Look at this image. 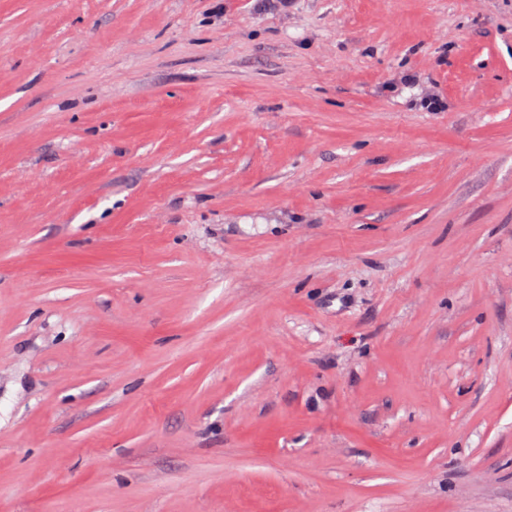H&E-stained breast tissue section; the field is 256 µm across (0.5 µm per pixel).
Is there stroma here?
<instances>
[{"label": "stroma", "mask_w": 512, "mask_h": 512, "mask_svg": "<svg viewBox=\"0 0 512 512\" xmlns=\"http://www.w3.org/2000/svg\"><path fill=\"white\" fill-rule=\"evenodd\" d=\"M0 512H512V0H0Z\"/></svg>", "instance_id": "obj_1"}]
</instances>
